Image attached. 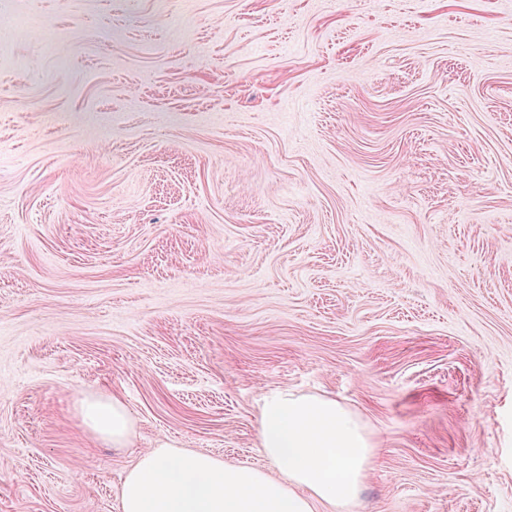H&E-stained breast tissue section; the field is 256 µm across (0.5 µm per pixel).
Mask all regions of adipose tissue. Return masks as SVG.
Masks as SVG:
<instances>
[{"mask_svg":"<svg viewBox=\"0 0 512 512\" xmlns=\"http://www.w3.org/2000/svg\"><path fill=\"white\" fill-rule=\"evenodd\" d=\"M83 424L113 447L133 425L116 395L81 400ZM259 447L269 470L168 444L140 454L122 482L121 512H349L374 449L359 418L335 399L279 391L260 412Z\"/></svg>","mask_w":512,"mask_h":512,"instance_id":"ef3b65f1","label":"adipose tissue"}]
</instances>
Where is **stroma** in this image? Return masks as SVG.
<instances>
[{
    "mask_svg": "<svg viewBox=\"0 0 512 512\" xmlns=\"http://www.w3.org/2000/svg\"><path fill=\"white\" fill-rule=\"evenodd\" d=\"M284 389L362 420L352 512H512V0H0V512L267 468ZM83 424L97 437L111 441L116 448H127L133 425L124 400L117 395L89 396L81 400Z\"/></svg>",
    "mask_w": 512,
    "mask_h": 512,
    "instance_id": "1",
    "label": "stroma"
}]
</instances>
